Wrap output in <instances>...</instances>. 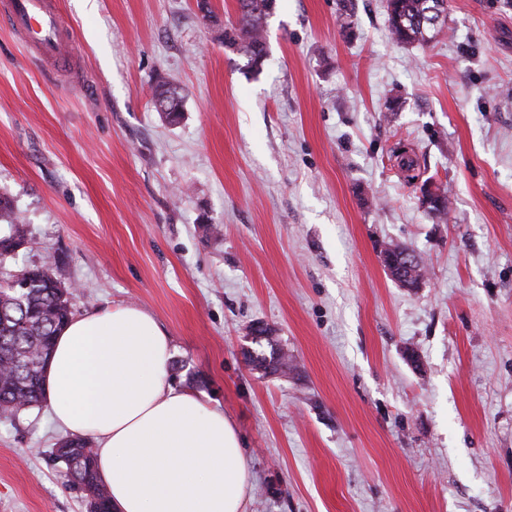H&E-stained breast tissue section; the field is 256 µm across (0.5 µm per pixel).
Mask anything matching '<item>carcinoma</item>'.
<instances>
[{
    "label": "carcinoma",
    "instance_id": "1",
    "mask_svg": "<svg viewBox=\"0 0 512 512\" xmlns=\"http://www.w3.org/2000/svg\"><path fill=\"white\" fill-rule=\"evenodd\" d=\"M275 0H237L235 24L224 28V46L259 70L267 55L263 36ZM448 0H388V24L395 39L406 44H425L430 31L445 25ZM154 105L171 123L181 118V93L170 84H160L153 94ZM0 217L6 219L8 234L0 237V266L15 251L30 243L26 224L14 216L6 189L0 190ZM73 314L67 285L50 268L24 267L0 276V419L14 421L46 402L43 373L58 332ZM250 361L267 373L287 366L284 354L252 357ZM66 451H51L61 466L65 485L85 496L87 512H112L110 496L99 480L95 452L86 437L62 441Z\"/></svg>",
    "mask_w": 512,
    "mask_h": 512
}]
</instances>
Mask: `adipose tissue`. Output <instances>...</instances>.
I'll return each instance as SVG.
<instances>
[{"instance_id":"obj_1","label":"adipose tissue","mask_w":512,"mask_h":512,"mask_svg":"<svg viewBox=\"0 0 512 512\" xmlns=\"http://www.w3.org/2000/svg\"><path fill=\"white\" fill-rule=\"evenodd\" d=\"M172 352L143 309L71 317L44 374L52 420L95 439L113 512H244L249 465L235 425L172 384Z\"/></svg>"}]
</instances>
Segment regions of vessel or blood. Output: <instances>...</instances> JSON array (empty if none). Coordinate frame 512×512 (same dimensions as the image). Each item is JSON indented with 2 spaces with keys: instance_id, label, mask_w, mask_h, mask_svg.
<instances>
[{
  "instance_id": "obj_1",
  "label": "vessel or blood",
  "mask_w": 512,
  "mask_h": 512,
  "mask_svg": "<svg viewBox=\"0 0 512 512\" xmlns=\"http://www.w3.org/2000/svg\"><path fill=\"white\" fill-rule=\"evenodd\" d=\"M0 9L27 48L52 60L67 56L69 40L49 0H0Z\"/></svg>"
}]
</instances>
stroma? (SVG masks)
<instances>
[{
  "instance_id": "35a3bbf8",
  "label": "stroma",
  "mask_w": 512,
  "mask_h": 512,
  "mask_svg": "<svg viewBox=\"0 0 512 512\" xmlns=\"http://www.w3.org/2000/svg\"><path fill=\"white\" fill-rule=\"evenodd\" d=\"M53 3L56 62L0 18V187L36 237L8 269L157 319L173 385L238 429L246 512H512V0H448L425 45L387 0H276L257 71L236 0ZM257 322L287 374L249 364ZM64 437L46 407L0 422V512H85ZM181 93L177 86L160 84L154 91V105L165 115L170 123H176L181 118Z\"/></svg>"
}]
</instances>
